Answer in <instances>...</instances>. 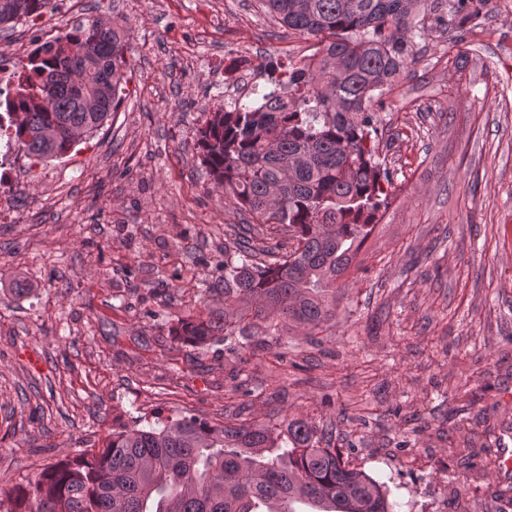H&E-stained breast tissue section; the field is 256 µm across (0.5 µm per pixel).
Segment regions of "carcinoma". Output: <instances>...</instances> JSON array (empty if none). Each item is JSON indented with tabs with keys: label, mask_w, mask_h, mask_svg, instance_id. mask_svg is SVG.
Returning a JSON list of instances; mask_svg holds the SVG:
<instances>
[{
	"label": "carcinoma",
	"mask_w": 512,
	"mask_h": 512,
	"mask_svg": "<svg viewBox=\"0 0 512 512\" xmlns=\"http://www.w3.org/2000/svg\"><path fill=\"white\" fill-rule=\"evenodd\" d=\"M50 0H0V25ZM291 30L330 41L309 62H271L253 99L218 106L197 141L203 165L245 210L234 247L224 246V307L201 303L174 320L173 339L197 349L236 334L307 335L336 317L337 282L389 207V172L367 146L370 108L414 62L413 38L437 26L461 40L489 0H262ZM128 31L101 20L57 37L30 58L3 103L19 148L52 159L71 150L70 130L91 133L118 110ZM92 45L93 58L81 55ZM55 87L43 106L48 85ZM288 231L278 255L253 247L255 227ZM224 424L194 414L112 432L99 449L45 468L0 499V512H390L388 493L330 447L307 418Z\"/></svg>",
	"instance_id": "1"
}]
</instances>
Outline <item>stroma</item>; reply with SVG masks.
Wrapping results in <instances>:
<instances>
[{
	"label": "stroma",
	"instance_id": "35a3bbf8",
	"mask_svg": "<svg viewBox=\"0 0 512 512\" xmlns=\"http://www.w3.org/2000/svg\"><path fill=\"white\" fill-rule=\"evenodd\" d=\"M129 30L113 122L0 193V493L112 431L190 412L331 424L394 512H512V0L435 29L375 100L390 207L336 317L262 350L173 340L246 213L201 164L216 67L299 63L316 38L260 0H53ZM285 361H277V354Z\"/></svg>",
	"mask_w": 512,
	"mask_h": 512
}]
</instances>
